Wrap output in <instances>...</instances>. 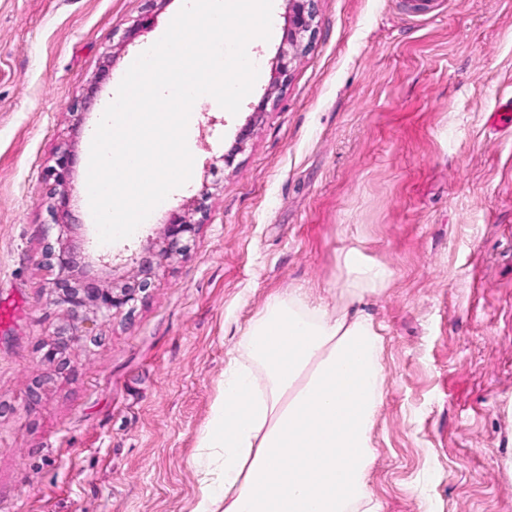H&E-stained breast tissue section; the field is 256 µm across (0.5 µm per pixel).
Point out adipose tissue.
<instances>
[{
	"instance_id": "obj_1",
	"label": "adipose tissue",
	"mask_w": 512,
	"mask_h": 512,
	"mask_svg": "<svg viewBox=\"0 0 512 512\" xmlns=\"http://www.w3.org/2000/svg\"><path fill=\"white\" fill-rule=\"evenodd\" d=\"M342 265L340 305L274 294L241 334L199 436L193 512H380L368 477L382 336L358 305L393 273L357 248Z\"/></svg>"
}]
</instances>
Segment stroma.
I'll return each mask as SVG.
<instances>
[{
    "label": "stroma",
    "instance_id": "obj_1",
    "mask_svg": "<svg viewBox=\"0 0 512 512\" xmlns=\"http://www.w3.org/2000/svg\"><path fill=\"white\" fill-rule=\"evenodd\" d=\"M182 3L0 0V512H192L199 435L239 336L271 295L324 296L354 246L393 272L364 303L384 338L381 512H512V122L495 117L512 98V0H319L285 79L288 0H273L252 92L235 114L194 104L192 181L99 274L128 275L203 190L190 251L69 370L42 363L61 318L40 262L47 171L74 150L69 209L92 249L94 130Z\"/></svg>",
    "mask_w": 512,
    "mask_h": 512
}]
</instances>
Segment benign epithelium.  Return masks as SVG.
<instances>
[{
	"mask_svg": "<svg viewBox=\"0 0 512 512\" xmlns=\"http://www.w3.org/2000/svg\"><path fill=\"white\" fill-rule=\"evenodd\" d=\"M316 13L317 0H289L285 38L288 49L281 51L278 58L280 75L288 76L304 39L314 37ZM75 162L74 151L64 148L57 152L55 165L48 171L47 177L53 180L51 195L55 199L50 212L59 232L48 239L41 254L42 265L55 272L48 289L50 301L62 313V322L46 344L43 359L60 372L70 366L69 354L74 346L88 340L98 341L94 330L99 323L112 319L116 312L135 308L154 287L157 268L163 261L186 252L199 228L186 214L170 213L160 246L145 247L135 258L133 270L121 281H100L87 271L85 256L71 239L75 223L68 213L66 188Z\"/></svg>",
	"mask_w": 512,
	"mask_h": 512,
	"instance_id": "benign-epithelium-1",
	"label": "benign epithelium"
}]
</instances>
